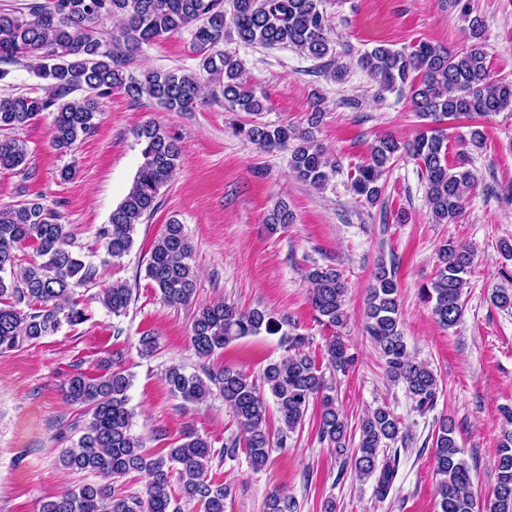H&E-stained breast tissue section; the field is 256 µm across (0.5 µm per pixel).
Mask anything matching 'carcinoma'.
I'll return each instance as SVG.
<instances>
[{"label":"carcinoma","instance_id":"obj_1","mask_svg":"<svg viewBox=\"0 0 512 512\" xmlns=\"http://www.w3.org/2000/svg\"><path fill=\"white\" fill-rule=\"evenodd\" d=\"M226 1L230 2L228 11L224 9ZM26 9V15L0 12V64L29 60V68L46 81L45 94L0 96V131L18 129L43 112H53L52 142L61 152L72 150L94 130L101 100L115 88L133 100L146 98L166 110L187 112L200 99L201 74L205 73L222 86L227 111H263L262 99L242 80V60L219 48L228 15L238 40L246 45L291 47L314 59L333 52L321 0H31ZM107 16L122 22L110 44L97 28ZM183 29L191 31L200 56L199 72L154 69L138 77L128 72L131 52ZM470 29L472 43L456 52L420 41L402 49L379 45L360 57L362 68L382 90L409 86L415 111L435 123L406 143L391 136L375 141L368 161L357 166L350 177L353 192L367 203L379 201L383 174L404 153L417 162L436 223L451 224L458 217L474 178L469 171L448 164V136L438 124L512 111V81L495 80L490 74L481 18H471ZM78 89L88 95L66 100ZM322 119L323 113L316 110L303 130L252 121L240 125L238 133L263 150L291 147V170L299 180L321 190L338 166L316 139ZM135 136L142 145L143 162L128 193L97 231L106 256L113 260L131 252L137 225L159 208L161 190L169 183L181 154L176 140L154 122L140 126ZM27 155L24 141L0 140V171L26 165ZM293 221L288 203L279 201L270 214V224L285 226ZM26 243L35 246L38 259L22 266L17 251ZM192 256L184 225L169 220L154 241L145 277L171 306H188L195 298L198 277ZM473 260L472 251L453 240L438 249L436 275L422 288V295L445 328L461 322L463 290ZM99 278V266L74 249L71 234L51 209L34 200L0 207V352L52 335L65 323L75 326L88 321L89 314L73 299V290L94 285ZM308 279L319 320L343 326L347 286L342 274L331 266H316ZM131 301L132 289L125 283H113L102 291L101 303L116 317L126 314ZM286 324L287 320L265 308L241 310L225 301L196 311L191 342L202 359L235 340L261 332L279 333L287 344L286 354L269 363L257 381L230 365L207 371L203 377L186 373L180 365L166 370L170 390L187 402L205 401L214 387L222 393L240 430V436L222 448L189 433L166 452L149 453L132 432L134 414L128 408L132 375L111 360L103 361L98 374H74L65 388V398L72 405L86 407L90 419L72 424L78 438L63 450L61 463L67 469L92 474L98 481L46 501L42 512H182L184 503L196 504L200 512H225L231 490L209 476L214 459L232 460L242 451L254 471L262 470L273 447H286L288 433L302 425L315 401L320 404V440L332 445L340 456L350 454L356 475L376 477V495L387 496L396 476V461L381 460L379 455L380 449L398 439L399 418L385 407L376 408L361 422L357 448H347L348 422L336 407L335 387L305 351L307 337L284 329ZM365 329L391 378L403 383L418 411L431 410L437 376L427 364L410 356L396 271L384 264L374 273ZM326 353L329 366L336 371L345 372L354 363L340 336L328 341ZM271 402L281 421L276 441L267 424ZM434 448L435 470L441 476L439 512H512V428L501 435L494 501L488 507L478 503L473 494L471 470L459 458L452 421L439 422ZM132 472L148 476L140 492H130L119 484ZM266 508L267 512H294L295 502L274 492Z\"/></svg>","mask_w":512,"mask_h":512}]
</instances>
